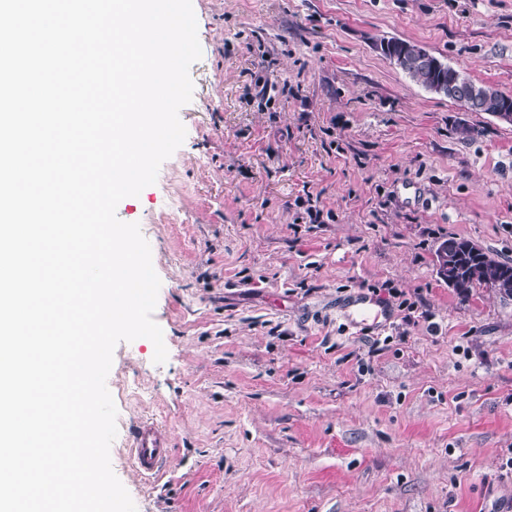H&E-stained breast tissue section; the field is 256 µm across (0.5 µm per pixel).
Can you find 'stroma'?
Segmentation results:
<instances>
[{"mask_svg": "<svg viewBox=\"0 0 512 512\" xmlns=\"http://www.w3.org/2000/svg\"><path fill=\"white\" fill-rule=\"evenodd\" d=\"M192 4L185 141L116 209L150 245L168 352L119 343L106 380L137 512H505L512 298L458 294L435 253L465 238L512 262V124L376 44L512 94V0ZM358 295L386 320L352 326ZM147 419L173 444L155 485L127 455Z\"/></svg>", "mask_w": 512, "mask_h": 512, "instance_id": "35a3bbf8", "label": "stroma"}]
</instances>
